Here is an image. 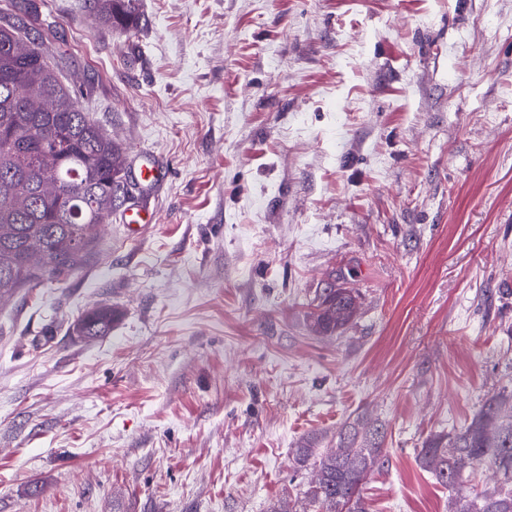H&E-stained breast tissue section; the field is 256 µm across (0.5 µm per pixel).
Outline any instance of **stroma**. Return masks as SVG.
<instances>
[{
  "label": "stroma",
  "instance_id": "1",
  "mask_svg": "<svg viewBox=\"0 0 512 512\" xmlns=\"http://www.w3.org/2000/svg\"><path fill=\"white\" fill-rule=\"evenodd\" d=\"M6 8L51 23L155 221L114 212L0 301V512H269L297 448L362 422L370 512H448L420 449L512 392V0H140L112 31L86 0ZM330 281L358 311L321 335ZM120 315L115 307L99 305L81 316L75 325L76 332L88 339L105 336L112 330V324Z\"/></svg>",
  "mask_w": 512,
  "mask_h": 512
}]
</instances>
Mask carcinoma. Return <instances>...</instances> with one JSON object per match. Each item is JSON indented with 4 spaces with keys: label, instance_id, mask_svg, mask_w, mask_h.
Segmentation results:
<instances>
[{
    "label": "carcinoma",
    "instance_id": "obj_1",
    "mask_svg": "<svg viewBox=\"0 0 512 512\" xmlns=\"http://www.w3.org/2000/svg\"><path fill=\"white\" fill-rule=\"evenodd\" d=\"M139 0H89L105 29L139 23ZM35 17L0 13V299L32 283H52L73 269L97 228L128 195L126 153L78 106L47 61L48 40L31 34ZM356 313V298L331 286L318 295L312 328L331 334ZM120 317L99 305L75 325L88 339L105 336ZM383 436L352 426L336 447L299 449L314 459L304 499L314 512H369L367 476L384 464ZM488 462L501 486L468 498L469 472ZM420 467L454 492L448 512H512V393L490 396L455 434H438L418 453Z\"/></svg>",
    "mask_w": 512,
    "mask_h": 512
}]
</instances>
